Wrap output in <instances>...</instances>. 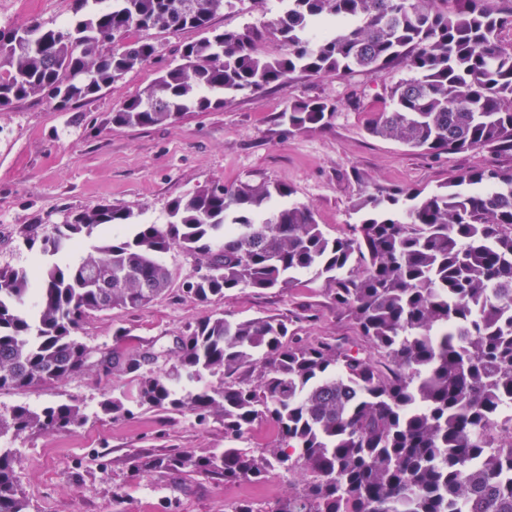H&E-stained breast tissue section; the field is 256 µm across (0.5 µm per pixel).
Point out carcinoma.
I'll return each instance as SVG.
<instances>
[{"instance_id":"1","label":"carcinoma","mask_w":512,"mask_h":512,"mask_svg":"<svg viewBox=\"0 0 512 512\" xmlns=\"http://www.w3.org/2000/svg\"><path fill=\"white\" fill-rule=\"evenodd\" d=\"M276 0L262 26L217 30L223 0H80L87 13L63 28L33 20L0 29V111L29 97L55 109L110 89L157 56L133 33L194 28L180 63L162 70L112 113L119 127L175 121L224 107L239 93L285 85L294 74L345 77L407 62L415 75L388 92L367 131L432 155L492 150L512 155V0ZM275 40L270 56L263 44ZM122 41L118 49L112 43ZM326 101H299L281 119L324 127ZM283 184L241 182L175 199L167 224H141L103 205L26 236L32 270L0 267V392L23 391L95 370L134 382L138 406L190 410L224 425L221 451L128 456L139 476L162 471L258 483L279 466L309 477L269 507L233 512H512V169L476 168L446 186L378 190L354 203L360 222L331 237ZM104 226L78 261L53 258ZM199 256L184 291L202 303L238 288L319 281L355 337L307 342L305 316L232 321L209 316L177 337V364L148 368L155 353L91 348L79 330L93 314L136 309L169 288L159 255ZM224 378L218 388L182 380ZM279 442L255 456L233 446L258 419ZM80 405L26 404L0 411V438L82 425ZM17 453L0 448V512H28Z\"/></svg>"}]
</instances>
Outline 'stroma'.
<instances>
[{
    "mask_svg": "<svg viewBox=\"0 0 512 512\" xmlns=\"http://www.w3.org/2000/svg\"><path fill=\"white\" fill-rule=\"evenodd\" d=\"M77 0H0V28L37 20L58 28L72 20ZM156 44V58L126 73L112 88L65 112L46 100L25 99L0 111V267L30 268L35 254L24 244L37 224L62 223L72 214L102 205L134 213L144 224L169 221L173 199L216 183L245 180L284 183L295 202L312 206L333 237L348 233L359 216L353 205L378 188L432 191L473 167L512 169V156L489 150L432 156L395 140L371 137L366 122L382 110L388 90L410 68L400 63L346 79L294 75L284 86L241 93L223 109L190 112L152 127H118L112 114L151 84L161 69L177 64L179 50L198 39L196 30L144 32ZM330 100L336 114L324 128L296 132L280 119L297 101ZM170 288L138 309L91 316L80 333L91 347L120 345L128 352L171 344L173 337L209 315L248 319L303 313L301 336L341 338L351 329L336 316L319 284L299 282L285 290L242 288L203 304L183 294L182 282L195 274L197 259L179 249L164 256ZM130 376L109 378L91 371L73 379L0 393V409L17 404L40 407L78 401L88 420L78 428L24 433L13 440L17 476L29 512H232L240 501L275 503L302 481L297 473L267 472L257 485L154 473L131 477L127 455L193 453L225 448L224 427L199 425L190 412L148 406L129 415L104 414V395L132 392Z\"/></svg>",
    "mask_w": 512,
    "mask_h": 512,
    "instance_id": "35a3bbf8",
    "label": "stroma"
}]
</instances>
